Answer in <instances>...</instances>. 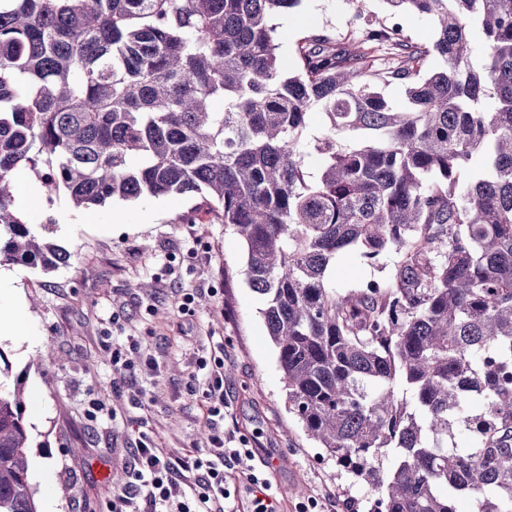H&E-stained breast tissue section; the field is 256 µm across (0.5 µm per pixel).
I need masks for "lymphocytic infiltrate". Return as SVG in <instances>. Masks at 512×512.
<instances>
[{
	"instance_id": "f902f5d3",
	"label": "lymphocytic infiltrate",
	"mask_w": 512,
	"mask_h": 512,
	"mask_svg": "<svg viewBox=\"0 0 512 512\" xmlns=\"http://www.w3.org/2000/svg\"><path fill=\"white\" fill-rule=\"evenodd\" d=\"M205 385L210 429L206 449L174 459L140 434L132 450L131 480L112 492L108 512H225L231 496L227 476L234 472L247 478L250 512H279L267 479L254 465L255 450L225 444L223 360H216Z\"/></svg>"
}]
</instances>
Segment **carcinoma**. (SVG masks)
Returning <instances> with one entry per match:
<instances>
[{
  "mask_svg": "<svg viewBox=\"0 0 512 512\" xmlns=\"http://www.w3.org/2000/svg\"><path fill=\"white\" fill-rule=\"evenodd\" d=\"M300 2L0 0V265L73 257L16 208L21 168L76 207L200 194L368 512H512V0H384L433 41L320 31L286 74L272 18ZM343 251L382 275L330 287ZM24 405L0 391V512H38ZM404 35L414 42L427 43L432 39V28L428 20L413 14L400 16Z\"/></svg>",
  "mask_w": 512,
  "mask_h": 512,
  "instance_id": "obj_1",
  "label": "carcinoma"
}]
</instances>
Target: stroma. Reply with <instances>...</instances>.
<instances>
[{
	"instance_id": "obj_1",
	"label": "stroma",
	"mask_w": 512,
	"mask_h": 512,
	"mask_svg": "<svg viewBox=\"0 0 512 512\" xmlns=\"http://www.w3.org/2000/svg\"><path fill=\"white\" fill-rule=\"evenodd\" d=\"M387 14L382 0H365L358 17L347 0H302L274 19L280 55L293 66L301 38L318 30L357 37ZM201 202L192 193L76 208L62 193L25 211L36 235L76 255L51 271L0 267L11 302L42 340L36 364L27 342L0 340V381L41 390L43 413L26 423L28 457L50 461L54 477L30 475L38 506L52 499L55 512H107L111 480L126 477L139 432L174 458L205 448L201 387L210 371L199 361L212 357L224 360L225 435L286 460L269 475L281 512L312 498H370L289 413L243 246ZM64 212L73 218L66 229Z\"/></svg>"
}]
</instances>
